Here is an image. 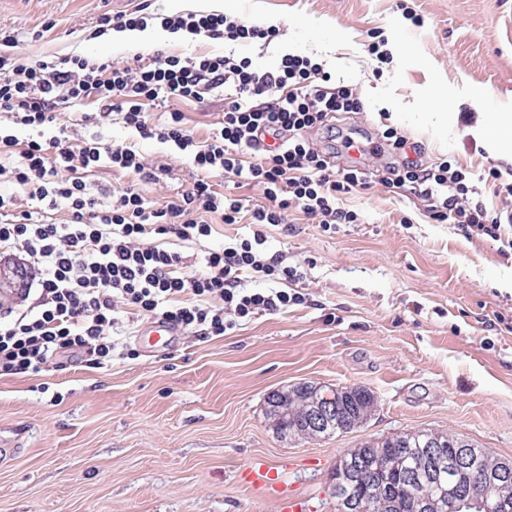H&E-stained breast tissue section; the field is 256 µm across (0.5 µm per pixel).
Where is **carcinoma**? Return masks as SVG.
Segmentation results:
<instances>
[{
	"label": "carcinoma",
	"mask_w": 512,
	"mask_h": 512,
	"mask_svg": "<svg viewBox=\"0 0 512 512\" xmlns=\"http://www.w3.org/2000/svg\"><path fill=\"white\" fill-rule=\"evenodd\" d=\"M344 418L322 433L311 432L303 425V418L311 403L321 393V386L304 382L284 390L283 408H266V419L277 435L284 439H313L322 435H343L364 425L377 409V398L366 387H344ZM432 440L443 445L451 455L459 448L462 438L439 430L404 431L385 438L366 441L350 449L338 462L333 495L336 512H358L371 500L379 497L376 512H415L413 499H429L439 504L438 512L448 509V491L457 484H473L475 479L466 474L445 472L441 483L422 479L413 488L404 482L406 472L420 468L426 455L425 444ZM492 503H506L512 512V477L481 488Z\"/></svg>",
	"instance_id": "1"
}]
</instances>
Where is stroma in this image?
<instances>
[{"mask_svg": "<svg viewBox=\"0 0 512 512\" xmlns=\"http://www.w3.org/2000/svg\"><path fill=\"white\" fill-rule=\"evenodd\" d=\"M140 0H0V28L13 31L24 59L80 55L116 63L161 49L224 53L259 69L284 54L307 55L366 106L341 114L336 129L365 134L375 153L357 155L314 129L307 137L334 153L337 168L362 159L367 189L344 196L353 224L323 231L301 213L268 233L304 273L306 304L256 315L221 337L177 336L154 345L153 320L134 316L131 335L100 368L64 354L41 376L0 375V512H276L248 488L242 470L260 459L311 512H336V463L359 443L421 429L455 433L512 459V249L430 220L410 190L385 184L382 131L393 125L421 145L423 159L465 169L489 213L511 203L512 163L478 136L496 121L512 141V0H153L167 15L219 12L275 25L271 43H225L148 26L133 50L95 29L106 13L131 12ZM42 38H34V31ZM385 38L387 62L369 55ZM446 99L439 107L437 99ZM178 108L186 129L206 138L224 116L215 91ZM79 135L136 144L167 165L160 183L140 184L160 204L187 190L196 169L171 145L141 139L120 121L82 126ZM212 233L181 243L190 261L249 237L245 224L209 217ZM365 387L378 408L356 431L306 440L278 438L266 398L300 382Z\"/></svg>", "mask_w": 512, "mask_h": 512, "instance_id": "1", "label": "stroma"}]
</instances>
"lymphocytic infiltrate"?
Segmentation results:
<instances>
[{"label":"lymphocytic infiltrate","instance_id":"1","mask_svg":"<svg viewBox=\"0 0 512 512\" xmlns=\"http://www.w3.org/2000/svg\"><path fill=\"white\" fill-rule=\"evenodd\" d=\"M153 22L170 33L231 43H268L279 35L276 26H249L221 13L158 14L148 0L130 13L102 15L99 29L143 30ZM16 42L13 32L0 29V113L28 136L20 142L0 134V182L25 187L28 201L0 194V247L22 253L39 304L32 315L0 323V375H36L66 353L110 364L112 331L126 308L219 337L239 320L305 302L301 292L279 288V281L299 279L301 273L282 252L267 251L268 230L287 223L292 209L326 232L357 221V213L339 202L353 189L368 187L367 172L336 169L329 154L306 137L312 129L330 127L337 113L363 111L356 89L333 82L321 63L291 53L270 70L230 55L178 56L162 50L122 64L78 55L24 62L14 51ZM224 87L231 93L220 127L196 141L172 102L200 100ZM88 103L93 109L84 113V121L116 114L139 137L190 155L197 169L191 187L162 206L132 185L101 202L86 180L88 172L111 167L156 182L169 169L149 163L129 143L76 139L58 117ZM157 109L163 119L154 118ZM264 134L279 139V146L257 150ZM382 137L403 155L390 167L387 185L409 186L436 223L501 238V226L512 222V213L489 215L459 166L446 160L424 163L421 147L408 146L395 127H387ZM227 175L260 186L267 205L249 210L240 198L218 191L216 178ZM62 206L69 218L59 223L52 213ZM211 214L228 224L248 220L252 235L208 252L199 270L187 273L186 256L163 241L171 235L182 241L210 236ZM253 278L268 281V288H250Z\"/></svg>","mask_w":512,"mask_h":512}]
</instances>
